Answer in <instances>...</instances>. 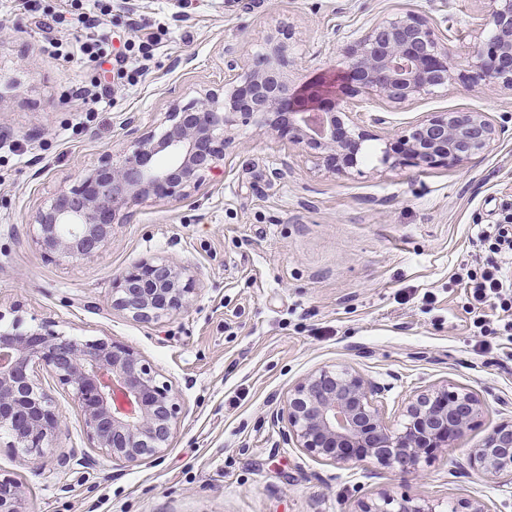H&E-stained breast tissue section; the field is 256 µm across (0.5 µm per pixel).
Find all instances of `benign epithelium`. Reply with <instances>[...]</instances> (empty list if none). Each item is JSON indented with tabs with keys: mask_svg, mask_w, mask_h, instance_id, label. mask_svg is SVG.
Listing matches in <instances>:
<instances>
[{
	"mask_svg": "<svg viewBox=\"0 0 512 512\" xmlns=\"http://www.w3.org/2000/svg\"><path fill=\"white\" fill-rule=\"evenodd\" d=\"M478 42L465 65L448 52L430 23L411 13L385 17L342 48L341 76L329 94L304 93L289 78L292 31L268 36L231 78L204 97L174 106L145 130L128 117L132 136L123 161L108 157L62 192L32 224L47 253L90 260L112 242L115 226L133 200H183L224 160L226 133L239 122L298 150L314 169L348 175L366 142L378 139L359 119L365 101L400 108L446 92L456 84L492 93L512 87V0H487ZM504 126L487 112L459 108L431 112L384 138L381 162L426 168L454 167L488 152ZM191 270L165 259L143 260L112 284V305L152 323L186 309L194 292ZM43 365L71 391L93 448L113 462L137 465L170 447L181 413L172 385L133 347L103 339L81 341L46 322L22 328L14 318L0 327V433L9 448L39 459L60 427L35 369ZM381 388L352 368H322L304 377L273 414L288 422L287 439L333 464L371 460L413 474L419 464L464 437L478 421L482 402L471 389L432 386L408 402L393 428L376 405ZM469 469L489 480L512 478V421L493 427L469 449ZM22 485L0 479V512H22ZM360 512H435L420 499L389 495L361 503Z\"/></svg>",
	"mask_w": 512,
	"mask_h": 512,
	"instance_id": "7a95c632",
	"label": "benign epithelium"
}]
</instances>
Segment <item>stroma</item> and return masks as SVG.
I'll return each instance as SVG.
<instances>
[{
	"label": "stroma",
	"instance_id": "stroma-1",
	"mask_svg": "<svg viewBox=\"0 0 512 512\" xmlns=\"http://www.w3.org/2000/svg\"><path fill=\"white\" fill-rule=\"evenodd\" d=\"M484 11L483 0H0V313L134 347L182 408L170 448L126 466L90 447L71 394L38 368L60 417L49 454L29 459L0 436V475L23 485L25 512H358L384 495L420 497L436 512L464 498L512 512V480L443 456L406 476L327 463L286 443L285 423L271 417L305 375L331 366L380 385L393 425L428 387L472 389L483 409L463 448L512 420V362L485 347L464 281L489 258L479 226L512 210V89L460 85L394 114L378 101L361 113L406 122L489 112L504 133L460 166L391 168L372 140L359 173L322 174L287 143L240 125L197 193L132 203L92 260L47 255L29 230L56 193L103 157L120 160L126 116L160 122L279 26L293 27L290 78L304 86L330 78L347 41L398 13L426 18L464 62ZM97 42L100 58L80 63ZM157 257L189 266L195 291L180 314L140 323L113 309L112 282Z\"/></svg>",
	"mask_w": 512,
	"mask_h": 512
}]
</instances>
